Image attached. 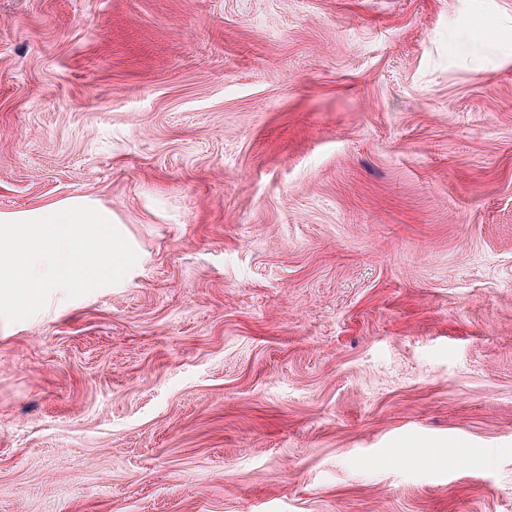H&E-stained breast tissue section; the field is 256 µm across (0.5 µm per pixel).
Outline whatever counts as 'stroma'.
<instances>
[{
	"instance_id": "stroma-1",
	"label": "stroma",
	"mask_w": 512,
	"mask_h": 512,
	"mask_svg": "<svg viewBox=\"0 0 512 512\" xmlns=\"http://www.w3.org/2000/svg\"><path fill=\"white\" fill-rule=\"evenodd\" d=\"M137 254L0 316V512H512V0H0V212Z\"/></svg>"
}]
</instances>
